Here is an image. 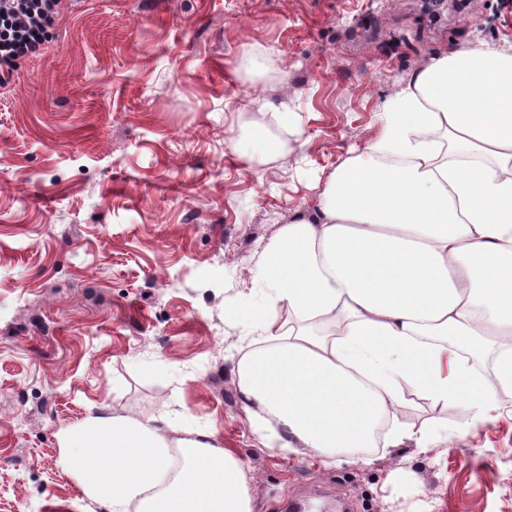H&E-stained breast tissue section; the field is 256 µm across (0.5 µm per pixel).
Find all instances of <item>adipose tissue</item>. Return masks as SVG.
<instances>
[{
    "instance_id": "ef3b65f1",
    "label": "adipose tissue",
    "mask_w": 512,
    "mask_h": 512,
    "mask_svg": "<svg viewBox=\"0 0 512 512\" xmlns=\"http://www.w3.org/2000/svg\"><path fill=\"white\" fill-rule=\"evenodd\" d=\"M435 130L475 162L441 160ZM257 284L265 310L236 313L262 345L239 359L237 384L263 450L373 447L407 387L486 421L512 388V54L452 47L415 71L382 132L329 176L318 215L264 246ZM279 305L300 326L272 319ZM448 334L497 337L494 378ZM182 421L88 414L60 431V465L112 512H253L252 480L218 431Z\"/></svg>"
}]
</instances>
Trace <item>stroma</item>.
Returning <instances> with one entry per match:
<instances>
[{
	"label": "stroma",
	"mask_w": 512,
	"mask_h": 512,
	"mask_svg": "<svg viewBox=\"0 0 512 512\" xmlns=\"http://www.w3.org/2000/svg\"><path fill=\"white\" fill-rule=\"evenodd\" d=\"M48 33L0 85V512H108L58 464L92 407L217 427L254 512H512V390L472 430L465 404L407 387L363 454L271 455L232 314L263 305V246L318 210L414 70L459 44L512 51V0H63ZM255 134L277 149L251 164ZM397 422L428 439L393 444Z\"/></svg>",
	"instance_id": "35a3bbf8"
}]
</instances>
